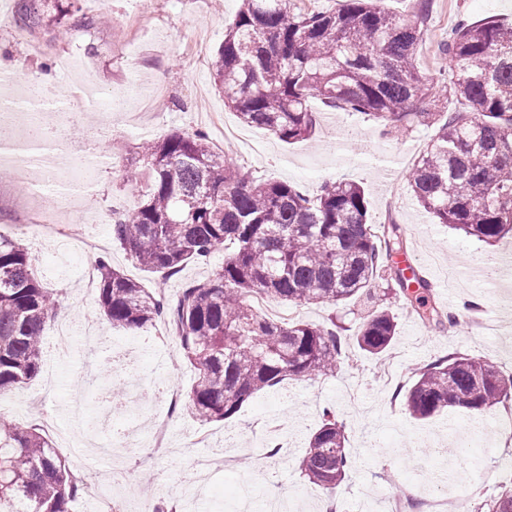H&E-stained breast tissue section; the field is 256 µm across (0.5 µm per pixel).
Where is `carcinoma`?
Wrapping results in <instances>:
<instances>
[{"mask_svg":"<svg viewBox=\"0 0 512 512\" xmlns=\"http://www.w3.org/2000/svg\"><path fill=\"white\" fill-rule=\"evenodd\" d=\"M430 3L415 0L413 15L403 16L372 0H342L325 12H304L294 0H242L212 61L214 84L243 124L287 143L311 136L312 99L363 114L385 135L437 127L409 172L411 190L439 223L493 242L512 233V16L454 27L439 46L448 76L435 83L416 61ZM52 7L63 12L61 0H24L25 19L38 26ZM451 99L463 108L448 110ZM141 161L147 186L137 207L113 221L112 237L163 278L208 263L221 248L224 263L169 300L100 256L98 306L127 331L159 319L171 325L197 371L187 407L198 419L224 421L286 379L336 373L343 349L336 324L276 322L251 307L257 293L295 305L343 304L370 295L376 280L392 281L416 318L439 331L454 326L453 315L421 302L418 291H431V283L392 263L403 251L400 227L368 222L358 184L336 180L311 196L286 182L253 180L201 131L149 140ZM54 305L28 247L0 236V396L40 373ZM396 330L391 312L372 309L358 345L380 355ZM415 376L405 405L418 420L481 413L512 394L511 373L468 355L441 357ZM345 442L328 411L301 461L308 482L332 496L349 470ZM79 490L46 436L0 420V512H69ZM482 507L512 512V488Z\"/></svg>","mask_w":512,"mask_h":512,"instance_id":"obj_1","label":"carcinoma"}]
</instances>
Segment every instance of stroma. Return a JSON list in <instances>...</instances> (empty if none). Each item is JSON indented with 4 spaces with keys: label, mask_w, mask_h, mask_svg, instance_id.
<instances>
[{
    "label": "stroma",
    "mask_w": 512,
    "mask_h": 512,
    "mask_svg": "<svg viewBox=\"0 0 512 512\" xmlns=\"http://www.w3.org/2000/svg\"><path fill=\"white\" fill-rule=\"evenodd\" d=\"M12 23L0 26V60L15 63L23 79L36 77L44 67L56 72L57 90L72 96L76 87L111 98L112 134L102 136L98 113L70 121L62 144L66 152L93 165L91 190L80 199L86 220L107 237L114 268L145 287L175 297L186 281H200L224 262L216 251L209 264L188 265L179 275L162 279L135 264L112 240V218L130 213L144 188L138 146L146 139L206 129L207 113L217 112L234 137L225 149L243 161L244 172L256 179L291 183L316 192L326 181L346 178L359 184L369 201V221L393 219L399 224L407 254L432 285L429 304L450 308L456 324L441 332L411 314L402 297L379 284L372 299L350 304L287 305L292 320L317 326L337 323L343 353L334 376L288 381L250 398L231 419L197 422L178 407L167 422L171 443L152 445L150 419L162 416L161 402L150 393L153 384H170L189 392L195 373L181 358L176 340H165L163 322L130 334L111 327L97 305V295L80 282L87 257L75 244L47 249L45 242L16 230L14 220L0 221V235L26 242L42 264L40 278L53 293L54 314L74 318L73 337L60 350L54 336H46V360L40 374L23 389L0 396V417L17 426L44 430L70 469L86 483L102 488L121 512H139L146 497L177 512H231L241 485L251 482L254 506L268 512L271 504L296 495V512H318L324 493L303 476L300 462L309 436L320 425L324 411H333L346 433V451L352 462L338 500L347 507L385 512L390 498L401 489L417 488L419 497L452 495L460 512H475L483 500L496 495L499 485L512 481L500 470L506 448L471 465L464 454L448 452L456 432L469 428L470 416L437 415L427 420L411 417L405 395L417 367L449 354L480 356L496 369L512 363V349L500 340L512 331V318L502 315L499 292L485 288L490 254L512 250V239L487 245L438 224L416 203L407 172L425 151L436 129L418 125L398 137L380 136L373 122L356 112H343L311 100L315 130L307 140L282 142L272 133L244 125L226 108L211 76V60L239 8V0H72L63 22L70 29L58 40L51 27L32 29L26 39L21 27L19 0H5ZM512 14V0H434L427 23L428 38L419 50L421 71L433 78L448 73V61L438 46L448 38L459 18L477 20ZM137 41L130 54L116 58L114 45L127 30ZM479 293L480 309L498 328L477 332L465 308L466 297ZM389 310L398 331L379 356L357 345L368 309ZM93 320L102 344L89 350L81 326ZM134 346L137 374L146 391L137 419L116 413L101 401L106 383L101 374L111 360L112 343ZM397 377L395 386L381 381L384 368ZM108 417L109 428L99 421ZM269 417L288 428V445L273 458L257 434ZM135 430L140 445L113 448V429ZM209 433L208 447L191 443L194 431ZM444 447L437 461L424 451Z\"/></svg>",
    "instance_id": "1"
}]
</instances>
